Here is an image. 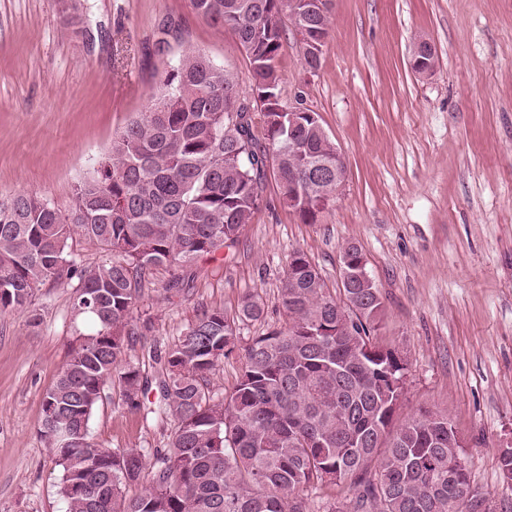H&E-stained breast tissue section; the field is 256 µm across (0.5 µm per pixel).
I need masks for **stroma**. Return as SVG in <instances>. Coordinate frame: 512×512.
<instances>
[{"mask_svg":"<svg viewBox=\"0 0 512 512\" xmlns=\"http://www.w3.org/2000/svg\"><path fill=\"white\" fill-rule=\"evenodd\" d=\"M71 23L61 0H0V199L44 194L68 208L113 137L154 100L160 74L190 45L252 74L233 34L197 16L190 0H83ZM317 73L296 40L280 62L282 102L316 112L343 153L346 184L314 224L283 205L275 185L238 241L184 270L158 269L125 346L144 379L160 353L205 310L234 312L261 296V320L242 343L285 320L278 291L294 251L340 285V256L357 245L385 316L380 341L408 373L400 418L447 412L464 440L471 482L494 512H512L498 455L512 446V0H331ZM181 38L154 48L163 22ZM427 39L428 76L410 64ZM73 289L48 283L24 314L0 315V512H64L62 469L39 433L43 399L77 345ZM89 432L116 450L166 447L171 426L127 408L105 387Z\"/></svg>","mask_w":512,"mask_h":512,"instance_id":"1","label":"stroma"}]
</instances>
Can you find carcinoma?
Instances as JSON below:
<instances>
[{
	"label": "carcinoma",
	"instance_id": "cac0c4a2",
	"mask_svg": "<svg viewBox=\"0 0 512 512\" xmlns=\"http://www.w3.org/2000/svg\"><path fill=\"white\" fill-rule=\"evenodd\" d=\"M192 10L231 31L253 74L252 104L234 73L187 47L159 78L147 111L131 120L62 210L45 195L18 193L0 202V314L29 311L47 283H76L80 342L47 391L75 426L89 427L104 386L116 380L126 406L143 418L173 422L168 447L83 448L61 444L47 418L41 436L63 469L66 512H310L308 496L349 486L348 501L325 512H489L471 490L448 414L421 410L395 423L407 361L380 344L383 302L372 279L330 293L316 266L293 252L279 288L286 323L252 337L233 391L215 397L207 375L233 354L241 325L264 315L262 300L243 297L237 312L201 313L164 355L158 400L124 358L135 335L144 284L158 267L182 268L216 255L251 223L274 181L283 201L298 157L288 152V107L279 64L290 0H191ZM297 137L310 150L336 154L321 124ZM336 180L296 203L317 221ZM82 236L112 256L85 267L71 249ZM348 320L337 318V309ZM139 486V493L127 491Z\"/></svg>",
	"mask_w": 512,
	"mask_h": 512
}]
</instances>
